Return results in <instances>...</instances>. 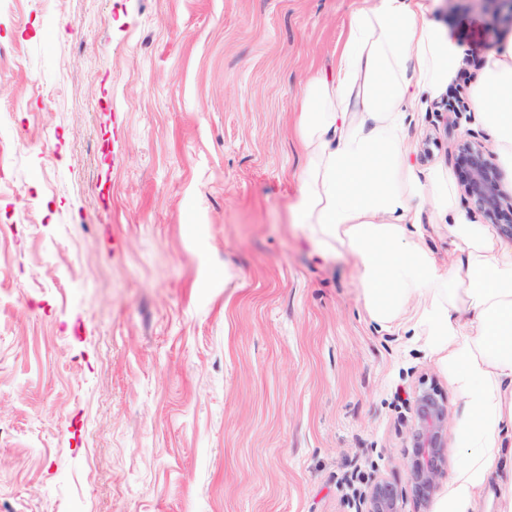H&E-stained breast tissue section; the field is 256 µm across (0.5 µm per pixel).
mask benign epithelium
I'll return each instance as SVG.
<instances>
[{"label":"benign epithelium","mask_w":512,"mask_h":512,"mask_svg":"<svg viewBox=\"0 0 512 512\" xmlns=\"http://www.w3.org/2000/svg\"><path fill=\"white\" fill-rule=\"evenodd\" d=\"M512 23V0H479ZM468 131L458 144L456 165L461 189L486 223L496 225L512 239V201L505 202L498 169L472 142ZM448 399L436 387L422 386L415 398L413 425L405 470L415 501H428L438 490L447 469ZM404 497L385 480L376 481L359 499L358 512H403Z\"/></svg>","instance_id":"1"}]
</instances>
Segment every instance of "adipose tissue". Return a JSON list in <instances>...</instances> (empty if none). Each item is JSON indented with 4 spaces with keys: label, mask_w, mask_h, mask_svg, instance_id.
Wrapping results in <instances>:
<instances>
[{
    "label": "adipose tissue",
    "mask_w": 512,
    "mask_h": 512,
    "mask_svg": "<svg viewBox=\"0 0 512 512\" xmlns=\"http://www.w3.org/2000/svg\"><path fill=\"white\" fill-rule=\"evenodd\" d=\"M426 10L425 0H372L353 17L336 80L306 86L298 135L307 164L293 209L319 226L323 246L353 257L372 321L414 316L466 402V458L437 512H477L490 487L497 512H512V466L501 456V433L512 428V248L455 215L448 236L465 272L444 273L420 244L414 201L425 193L451 208L452 188L440 178L423 186L405 161L400 112L456 63ZM474 99L512 175V43L490 51Z\"/></svg>",
    "instance_id": "1"
}]
</instances>
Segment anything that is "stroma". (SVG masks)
I'll use <instances>...</instances> for the list:
<instances>
[{"mask_svg": "<svg viewBox=\"0 0 512 512\" xmlns=\"http://www.w3.org/2000/svg\"><path fill=\"white\" fill-rule=\"evenodd\" d=\"M362 4L0 0V512H357L407 491L424 381L463 461L447 368L292 211L302 91ZM424 19L458 51L403 114L425 182L468 129L498 161L472 103L512 24L477 0ZM453 205L422 216L445 268L453 212L483 221ZM402 491L385 480L376 481L359 499L358 512H403Z\"/></svg>", "mask_w": 512, "mask_h": 512, "instance_id": "1", "label": "stroma"}]
</instances>
